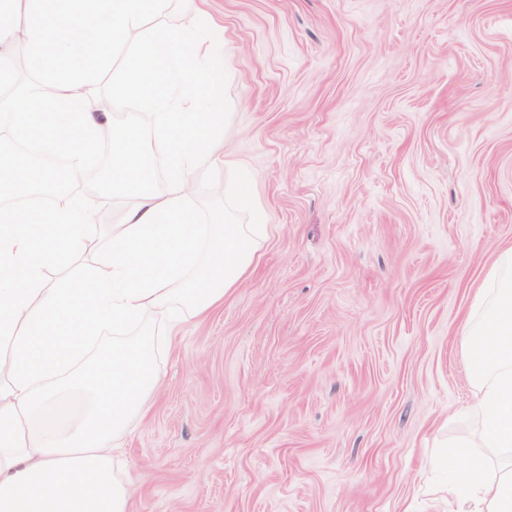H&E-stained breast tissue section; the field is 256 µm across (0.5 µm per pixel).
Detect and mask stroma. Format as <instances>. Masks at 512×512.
<instances>
[{
  "label": "stroma",
  "mask_w": 512,
  "mask_h": 512,
  "mask_svg": "<svg viewBox=\"0 0 512 512\" xmlns=\"http://www.w3.org/2000/svg\"><path fill=\"white\" fill-rule=\"evenodd\" d=\"M224 28L227 167L267 239L121 435L134 512H433L461 328L512 244V0H186Z\"/></svg>",
  "instance_id": "stroma-1"
}]
</instances>
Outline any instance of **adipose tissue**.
<instances>
[{"label": "adipose tissue", "mask_w": 512, "mask_h": 512, "mask_svg": "<svg viewBox=\"0 0 512 512\" xmlns=\"http://www.w3.org/2000/svg\"><path fill=\"white\" fill-rule=\"evenodd\" d=\"M463 354L476 387L473 441L484 448H512V247L489 268L463 322ZM440 512H512V466L490 474L470 459L461 481L441 497Z\"/></svg>", "instance_id": "ef3b65f1"}]
</instances>
